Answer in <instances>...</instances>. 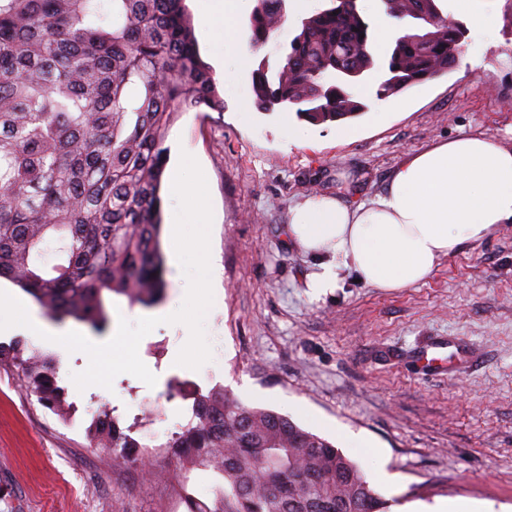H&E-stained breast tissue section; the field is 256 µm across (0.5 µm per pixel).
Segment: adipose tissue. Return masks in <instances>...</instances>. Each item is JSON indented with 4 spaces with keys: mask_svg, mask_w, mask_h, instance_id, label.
<instances>
[{
    "mask_svg": "<svg viewBox=\"0 0 512 512\" xmlns=\"http://www.w3.org/2000/svg\"><path fill=\"white\" fill-rule=\"evenodd\" d=\"M511 222L512 146L464 133L406 155L371 201L306 198L288 233L322 257L310 285L323 293L337 287L342 265L379 288L419 283L440 259Z\"/></svg>",
    "mask_w": 512,
    "mask_h": 512,
    "instance_id": "1",
    "label": "adipose tissue"
}]
</instances>
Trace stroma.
<instances>
[{
	"mask_svg": "<svg viewBox=\"0 0 512 512\" xmlns=\"http://www.w3.org/2000/svg\"><path fill=\"white\" fill-rule=\"evenodd\" d=\"M186 4L224 98L223 111L181 113L167 140L171 160L189 153L208 183L210 257L219 268L205 319L213 364L177 366L187 329L162 324L142 339L139 356L163 373V385L122 373L111 388L81 391L71 376L87 368L85 353L13 327L11 339L58 358L70 408L63 418L45 409L12 368L0 367V512H173L181 462L155 444L186 422L190 404L177 399L154 411L170 382L221 387L290 417L357 462L390 512H435L444 501L512 512V223L441 259L418 284L379 288L344 268L338 288L320 296L307 286L318 258L288 236L289 211L305 197L369 200L409 153L463 133L512 143V0H499L490 35L438 0L467 31L456 65L385 98L376 94L378 74L367 75L356 91L365 111L346 124L348 137L341 122L312 124L294 109L253 104L262 57L277 61L278 45L330 0L305 8L287 0V25L261 48L250 42L249 13L237 15L220 57L202 36L198 0ZM293 129L302 139L290 138ZM455 338L472 345V366L421 369L429 345ZM93 400L114 406L120 427L136 426L141 460L115 463L112 449L91 441ZM352 436L362 446L349 444Z\"/></svg>",
	"mask_w": 512,
	"mask_h": 512,
	"instance_id": "35a3bbf8",
	"label": "stroma"
}]
</instances>
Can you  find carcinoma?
Masks as SVG:
<instances>
[{
    "instance_id": "1",
    "label": "carcinoma",
    "mask_w": 512,
    "mask_h": 512,
    "mask_svg": "<svg viewBox=\"0 0 512 512\" xmlns=\"http://www.w3.org/2000/svg\"><path fill=\"white\" fill-rule=\"evenodd\" d=\"M386 14L415 19L436 0H383ZM285 0H258L253 44L268 42ZM464 28L399 32L374 54L370 24L349 7L301 22L283 64L253 72L256 106L297 107L311 123L353 118L365 105L353 70L381 75L394 95L448 72ZM224 111L199 55L185 0H0V278L52 320L102 331L105 295L151 307L165 283L159 230L168 133L178 114ZM0 365L40 404L61 413L58 363L17 340ZM191 416L168 435L181 454L182 486L195 469L214 478L213 505L187 495L188 512H384L366 474L328 440L224 389L191 395ZM101 405L95 433L128 457L142 444Z\"/></svg>"
}]
</instances>
